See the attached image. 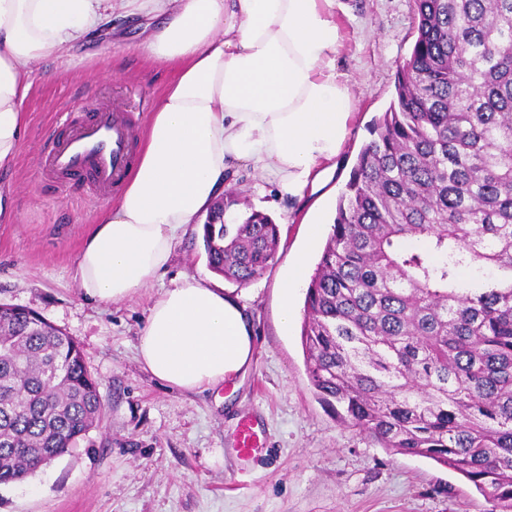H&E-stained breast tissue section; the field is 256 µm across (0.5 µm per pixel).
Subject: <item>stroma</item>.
Returning <instances> with one entry per match:
<instances>
[{
  "mask_svg": "<svg viewBox=\"0 0 512 512\" xmlns=\"http://www.w3.org/2000/svg\"><path fill=\"white\" fill-rule=\"evenodd\" d=\"M338 69L356 110L330 178L303 198L279 197L248 168L231 187L246 206L281 226L276 257L241 291L256 332L245 375L181 393L138 362L136 346L156 295L184 276L208 274L198 230L178 243L159 279L132 298L101 303L79 287L80 247L105 198L46 183L41 145L58 114L82 115L91 100L131 102L145 127L175 71L148 66L137 52L135 18L113 16L105 36L79 42L63 60L31 63L23 102L26 133L14 167L0 172L9 202L0 220V303L39 313L81 347L105 405L98 427L77 447L24 480L0 486V512H492V502L458 473L432 460L395 454L338 422L316 397L301 327H279L285 263L308 249L316 268L322 244L306 224L338 202L369 127L395 96L397 68L415 42L413 0H343ZM253 417L265 440L250 459L236 452L241 419Z\"/></svg>",
  "mask_w": 512,
  "mask_h": 512,
  "instance_id": "1",
  "label": "stroma"
}]
</instances>
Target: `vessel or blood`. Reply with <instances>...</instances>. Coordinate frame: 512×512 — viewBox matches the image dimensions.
Wrapping results in <instances>:
<instances>
[{
    "mask_svg": "<svg viewBox=\"0 0 512 512\" xmlns=\"http://www.w3.org/2000/svg\"><path fill=\"white\" fill-rule=\"evenodd\" d=\"M137 124L124 108L91 103L77 121L65 120L47 137L41 170L54 186L79 185L104 196L121 189L133 162Z\"/></svg>",
    "mask_w": 512,
    "mask_h": 512,
    "instance_id": "1",
    "label": "vessel or blood"
}]
</instances>
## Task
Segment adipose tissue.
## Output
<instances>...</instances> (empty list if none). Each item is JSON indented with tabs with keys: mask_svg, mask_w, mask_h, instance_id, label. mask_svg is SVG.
<instances>
[{
	"mask_svg": "<svg viewBox=\"0 0 512 512\" xmlns=\"http://www.w3.org/2000/svg\"><path fill=\"white\" fill-rule=\"evenodd\" d=\"M341 0H0V170L22 149L29 63L69 56L114 10L156 24L138 49L176 76L156 105L120 195L93 224L75 277L114 302L152 284L237 166L302 197L342 152L355 98L337 70ZM255 328L240 296L187 275L153 301L137 359L182 392L250 367Z\"/></svg>",
	"mask_w": 512,
	"mask_h": 512,
	"instance_id": "adipose-tissue-1",
	"label": "adipose tissue"
}]
</instances>
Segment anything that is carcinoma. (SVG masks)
<instances>
[{"label": "carcinoma", "mask_w": 512, "mask_h": 512, "mask_svg": "<svg viewBox=\"0 0 512 512\" xmlns=\"http://www.w3.org/2000/svg\"><path fill=\"white\" fill-rule=\"evenodd\" d=\"M414 5L416 40L338 200L301 343L339 422L512 512V0ZM237 204L224 194L202 245L243 287L274 260L280 225L253 208L222 221ZM102 410L81 347L1 303L0 485L75 447Z\"/></svg>", "instance_id": "1"}]
</instances>
